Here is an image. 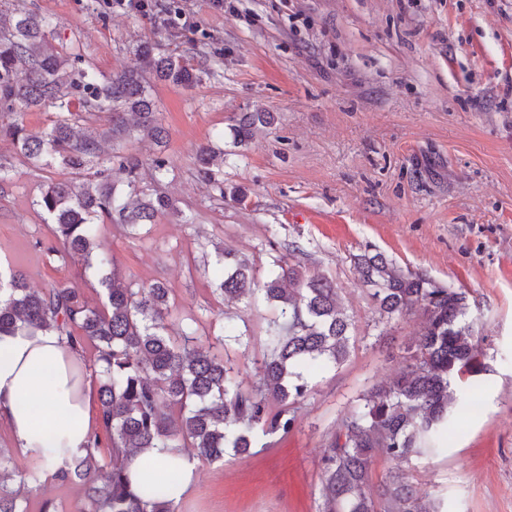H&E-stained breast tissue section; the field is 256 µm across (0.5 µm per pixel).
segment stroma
I'll use <instances>...</instances> for the list:
<instances>
[{
  "label": "stroma",
  "instance_id": "35a3bbf8",
  "mask_svg": "<svg viewBox=\"0 0 512 512\" xmlns=\"http://www.w3.org/2000/svg\"><path fill=\"white\" fill-rule=\"evenodd\" d=\"M25 2L52 19L53 44L79 43L97 74L135 65L144 42L204 71L189 89L153 83L164 146L120 144L141 160L142 186L180 208L144 236L105 226L127 277L165 282L174 317L199 318L202 340L219 334L222 313L244 320L255 334L235 358L246 387L273 311L259 295H213L201 256L215 246L249 258L260 281L279 255L325 274L354 322L348 360L313 379L294 429L199 464L178 512H318L331 434L364 389L398 370L417 332L406 317L381 335L353 266L368 247L465 291L489 366L469 392L481 412L457 407L440 449L416 460L418 490L442 512H512V0H149L142 12ZM257 111L274 125L234 145V116ZM219 136L224 189L245 191V205L217 201L193 165ZM158 156L170 169L156 184ZM0 163V267L23 271L33 289L72 285L101 303L79 258L45 256L55 240L33 201L67 170L34 168L3 138Z\"/></svg>",
  "mask_w": 512,
  "mask_h": 512
}]
</instances>
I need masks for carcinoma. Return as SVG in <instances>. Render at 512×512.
Here are the masks:
<instances>
[{
    "instance_id": "cac0c4a2",
    "label": "carcinoma",
    "mask_w": 512,
    "mask_h": 512,
    "mask_svg": "<svg viewBox=\"0 0 512 512\" xmlns=\"http://www.w3.org/2000/svg\"><path fill=\"white\" fill-rule=\"evenodd\" d=\"M50 20L30 9L0 13V113L50 107L52 126L29 132L18 121L0 127L17 154L38 168L55 163L70 177L47 181L33 205L46 216L57 245L49 261L82 256L94 268L106 301L92 306L79 288L28 287L20 270H0V334L25 330L56 336L77 352L94 345L97 405L107 434L109 471L98 457L99 437L80 455L64 460L58 481L84 492L81 512H176L161 489L173 474L142 476L148 496L133 490L126 460L152 448H182L202 462L244 453L253 433L286 434L312 392L311 373L340 366L349 354L352 320L343 312L336 285L285 257L272 259L263 283L264 299L276 316L265 330L266 351L258 381L246 388L237 380L223 341L248 349L249 329L224 317V338L203 342L197 320L178 321L173 330L169 289L161 282L128 281L111 263L101 226L121 224L138 235L175 202L139 187L138 158L103 150L135 131L162 142L157 106L145 74L175 86L201 81L200 71L176 54L138 48L139 64L103 79L84 66L80 46L63 51L52 44ZM79 108H74V104ZM106 112L109 126L98 136L81 135L80 122ZM274 123L271 112H241L233 119L234 143L244 145ZM211 145L198 148L195 161L203 179L224 199L215 179ZM126 183L135 199L116 192ZM221 277L215 293L240 300L255 294L253 263L225 250L217 255ZM359 279L376 305L379 322L413 316L418 339L405 348L403 366L390 381L365 389L336 426L322 460L320 512H439L440 503L420 495L411 473L428 439L445 431L456 392L487 371L485 353L474 340L466 293L430 276L405 269L383 253L366 249L354 257ZM384 456L406 464L380 481L372 467ZM40 464L19 470L0 448V512H29L21 489L42 486Z\"/></svg>"
}]
</instances>
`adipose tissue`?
<instances>
[{
	"mask_svg": "<svg viewBox=\"0 0 512 512\" xmlns=\"http://www.w3.org/2000/svg\"><path fill=\"white\" fill-rule=\"evenodd\" d=\"M0 424L16 450L40 458L55 474L62 456L80 454L90 445L101 420L93 381L79 354L54 336L19 330L0 335ZM47 448L56 449L44 457ZM195 458L178 448H154L133 457L131 471L174 469L179 474L166 495L180 500L192 484Z\"/></svg>",
	"mask_w": 512,
	"mask_h": 512,
	"instance_id": "adipose-tissue-1",
	"label": "adipose tissue"
}]
</instances>
